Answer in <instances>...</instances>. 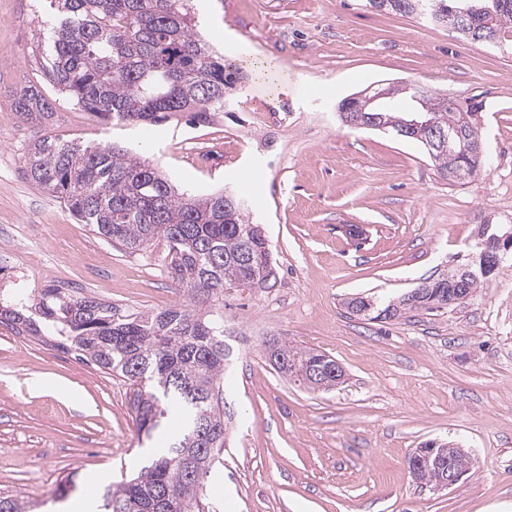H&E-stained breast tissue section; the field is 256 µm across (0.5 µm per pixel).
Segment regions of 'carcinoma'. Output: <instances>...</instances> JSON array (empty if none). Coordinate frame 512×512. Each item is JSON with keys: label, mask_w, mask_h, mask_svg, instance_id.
I'll list each match as a JSON object with an SVG mask.
<instances>
[{"label": "carcinoma", "mask_w": 512, "mask_h": 512, "mask_svg": "<svg viewBox=\"0 0 512 512\" xmlns=\"http://www.w3.org/2000/svg\"><path fill=\"white\" fill-rule=\"evenodd\" d=\"M189 0H50L59 13L49 47L31 50L58 94L100 120L119 127H150L171 118L204 126L224 111L241 80L238 69L218 61L194 31ZM464 0H368L377 10L418 15L443 23ZM479 8L468 31L488 28L502 43L512 38V0H473ZM392 100L375 113L395 135L427 145L432 130L450 146L429 151L442 178L459 182L482 166L473 105L417 90L424 124L411 127ZM15 110L38 126L53 115V102L23 87ZM29 179L58 198L76 220L130 253L163 245L175 290L209 304L199 314L184 304L159 312L120 309L92 295L59 288L0 285V323L21 334L75 353L83 363L130 382L129 406L138 434L150 438L162 422L179 424V438L150 466L103 495V512H206V478L224 450V289L269 282L275 267L265 236L248 231L241 199L224 193H179L137 154L112 144L82 145L40 135L28 153ZM498 266L448 286V276L426 282L401 299L408 309L458 305L493 276ZM353 314L378 320L379 308L358 298ZM325 354L280 340L277 371L297 379L300 369ZM31 503L0 494V512H28Z\"/></svg>", "instance_id": "carcinoma-1"}]
</instances>
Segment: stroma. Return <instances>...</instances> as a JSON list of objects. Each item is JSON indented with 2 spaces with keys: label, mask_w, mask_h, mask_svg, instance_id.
<instances>
[{
  "label": "stroma",
  "mask_w": 512,
  "mask_h": 512,
  "mask_svg": "<svg viewBox=\"0 0 512 512\" xmlns=\"http://www.w3.org/2000/svg\"><path fill=\"white\" fill-rule=\"evenodd\" d=\"M51 13L49 0H0V280L143 311L183 300L158 251L106 243L29 180L43 132L134 150L182 191L236 190L269 240L275 281L224 291L212 512H512V255L458 306L386 322L345 306L398 300L475 254L477 225L512 226V49L364 0H191L198 30L243 75L222 119L144 132L60 98L39 127L14 101L25 85L54 93L29 58ZM381 83L479 104L478 175L448 183L419 143L343 125L338 103ZM272 337L335 359L346 382L313 391L284 378L265 357ZM130 395L121 376L0 324V492L36 512H99L105 488L152 461ZM429 440L471 459L450 489L409 471Z\"/></svg>",
  "instance_id": "35a3bbf8"
}]
</instances>
